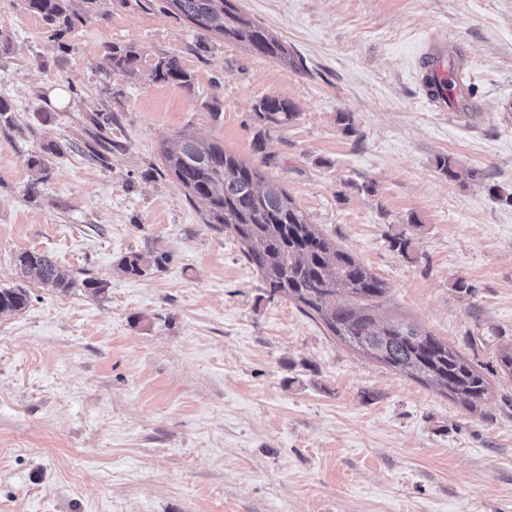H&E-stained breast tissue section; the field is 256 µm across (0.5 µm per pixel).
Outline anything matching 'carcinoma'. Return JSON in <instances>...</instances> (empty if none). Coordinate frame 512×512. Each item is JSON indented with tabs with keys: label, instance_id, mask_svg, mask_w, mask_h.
Returning a JSON list of instances; mask_svg holds the SVG:
<instances>
[{
	"label": "carcinoma",
	"instance_id": "cac0c4a2",
	"mask_svg": "<svg viewBox=\"0 0 512 512\" xmlns=\"http://www.w3.org/2000/svg\"><path fill=\"white\" fill-rule=\"evenodd\" d=\"M25 11L40 17L60 34L82 23L104 0H21ZM161 10L182 17L198 35L218 34L239 42L253 54L288 65V50L265 27L238 6V0H163ZM142 52L136 46L112 45L106 58L112 71H134ZM151 81L190 90L191 75L178 56L158 58ZM259 121L286 127L298 115L287 98L269 95L254 106ZM169 170L189 199L207 216V223L221 224L244 245L243 253L271 291L292 300L309 317H317L331 335L392 369L430 385L468 407L480 403L488 382L447 343L412 323L377 322L372 307L363 305L386 291L384 281L372 274L347 251L306 220L288 191L268 181L251 163L215 143L181 133L164 149ZM437 169L448 178L459 177L451 155L436 158ZM165 254L150 256L130 252L119 268L132 278L159 270ZM20 277L63 292L73 281L52 256L24 251L16 258ZM30 299L27 288H0V316L19 313Z\"/></svg>",
	"mask_w": 512,
	"mask_h": 512
}]
</instances>
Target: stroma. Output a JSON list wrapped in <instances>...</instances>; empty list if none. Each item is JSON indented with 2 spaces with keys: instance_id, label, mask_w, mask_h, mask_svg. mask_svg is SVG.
I'll return each instance as SVG.
<instances>
[{
  "instance_id": "obj_1",
  "label": "stroma",
  "mask_w": 512,
  "mask_h": 512,
  "mask_svg": "<svg viewBox=\"0 0 512 512\" xmlns=\"http://www.w3.org/2000/svg\"><path fill=\"white\" fill-rule=\"evenodd\" d=\"M159 2L106 0L55 38L0 0V288L25 250L75 282L29 285L28 306L0 316V512H512V375L498 359L512 342V205L489 192H512V0H239L287 67L201 39ZM432 38L477 89L467 111L423 96ZM115 44L141 49L136 73L112 71ZM169 53L192 90L150 81ZM267 95L295 105L288 127L258 121ZM183 131L284 187L386 283L378 319L457 349L488 380L483 401L352 349L272 292L167 170ZM52 141L63 154H42ZM442 154L464 177L437 170ZM399 235L407 253L390 246ZM132 251L169 260L131 278L118 263Z\"/></svg>"
}]
</instances>
